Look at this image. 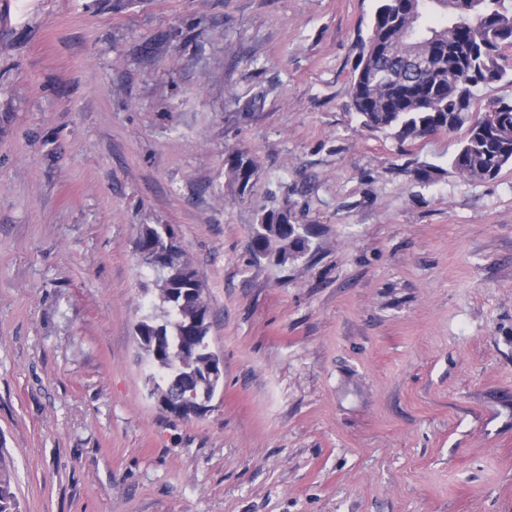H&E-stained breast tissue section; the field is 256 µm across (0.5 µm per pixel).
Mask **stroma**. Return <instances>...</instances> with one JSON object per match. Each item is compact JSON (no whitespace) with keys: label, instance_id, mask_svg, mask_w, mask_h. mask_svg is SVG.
Wrapping results in <instances>:
<instances>
[{"label":"stroma","instance_id":"1","mask_svg":"<svg viewBox=\"0 0 512 512\" xmlns=\"http://www.w3.org/2000/svg\"><path fill=\"white\" fill-rule=\"evenodd\" d=\"M376 0H0V453L21 512H512V165L351 107ZM254 185H227L232 151ZM430 181L416 178L422 163ZM311 232L249 242L273 199ZM171 225L224 385L148 395ZM310 250V240L301 228L288 222V202L265 212L256 224L250 240V251L256 259H267L276 252L295 251L296 258ZM174 230L168 224L144 225L139 234V251L147 248L163 245L167 236L174 238Z\"/></svg>","mask_w":512,"mask_h":512}]
</instances>
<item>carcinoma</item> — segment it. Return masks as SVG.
Returning <instances> with one entry per match:
<instances>
[{
    "label": "carcinoma",
    "mask_w": 512,
    "mask_h": 512,
    "mask_svg": "<svg viewBox=\"0 0 512 512\" xmlns=\"http://www.w3.org/2000/svg\"><path fill=\"white\" fill-rule=\"evenodd\" d=\"M512 49V0H381L369 35L360 44L350 86L351 106L362 127L395 140L418 141L467 127L452 165L470 180L497 176L512 163V103L497 101L471 113L477 87L500 81ZM254 159L235 152L226 176L238 195L252 186ZM174 237L168 224L144 225L139 249ZM310 250L301 228L288 222V202L265 212L255 225L250 251L257 259L276 252ZM155 295L163 318L147 313L137 323L139 345L155 355L150 395L179 399L192 385L191 405L209 403L223 384L212 376L208 342L210 309L193 263L180 250L154 268ZM0 512H19L9 471L0 461Z\"/></svg>",
    "instance_id": "obj_1"
}]
</instances>
